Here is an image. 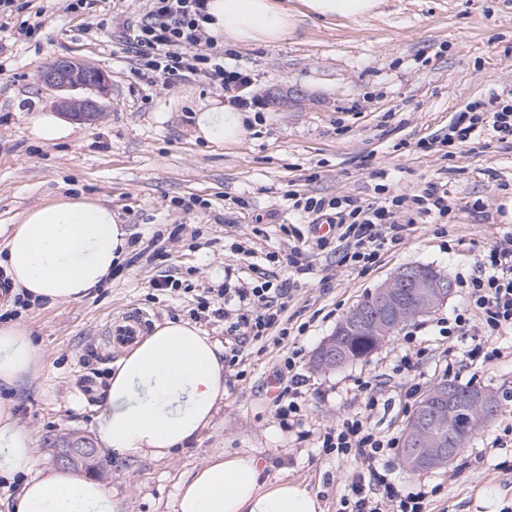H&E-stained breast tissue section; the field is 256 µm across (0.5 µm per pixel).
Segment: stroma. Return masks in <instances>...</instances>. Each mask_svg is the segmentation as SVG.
I'll return each mask as SVG.
<instances>
[{
  "mask_svg": "<svg viewBox=\"0 0 512 512\" xmlns=\"http://www.w3.org/2000/svg\"><path fill=\"white\" fill-rule=\"evenodd\" d=\"M294 16L291 34L271 45H242L228 66L251 69L253 92L267 103L255 110L244 137L234 144L196 138L195 112L227 99L205 79L149 83L134 73L117 42L124 21H138L144 0H101L98 13L114 18L112 30L85 31L86 19L49 0L48 18L32 36L18 21L0 28V225L62 195L86 196L112 206L134 242L111 282L79 302L30 304L17 317L33 333L40 369L14 396V414L35 436L39 462L55 465L56 440L80 436L96 449L92 477L124 498L127 512H169L178 486L215 454H253L266 474L308 485L324 512H338L344 486L358 464L324 453L319 436L344 418L365 416L376 432L402 434L419 397L449 380L481 386L498 399L495 418L449 465L410 471L399 454L385 462L403 492L437 487L427 512H512V443L494 447L512 424V335L497 340L501 357H467L469 343L439 336L436 321L462 306L454 289L442 306L412 320L364 360L331 372L314 370L312 355L353 306L398 268L429 264L450 280L477 271L483 255L512 230V149L497 142L462 144L452 158L424 153L420 139L440 137L456 112L490 93L512 87V0H384L380 13L357 20L303 16L299 0H281ZM68 57L102 72L107 89L98 115L79 124L67 140L33 139L28 118L57 110L59 91L42 81L46 67ZM447 184L456 200L447 228L417 224L378 266L361 274L339 266L332 252L314 254L312 270L288 300L287 312L309 328L297 343L303 357L306 400L300 424L287 428L271 401L277 347L246 346L243 377H226L224 401L210 428L170 456L128 458L105 450L98 434L102 399L121 351L106 345L105 323L126 309L151 323L188 321L204 289L221 287L225 267L256 279H283L295 244L283 225L300 223L289 192L301 196L350 195L377 201L376 184L411 193L426 182ZM193 197L208 208L185 209ZM483 199L486 213L469 203ZM275 214L257 225V215ZM177 239H169L173 225ZM169 255L166 263L143 252L150 239ZM170 275L183 289L157 291ZM196 320V319H193ZM215 340L224 338L217 315L196 320ZM420 350L415 374L399 371L404 337ZM376 384L378 402L367 409L361 382Z\"/></svg>",
  "mask_w": 512,
  "mask_h": 512,
  "instance_id": "stroma-1",
  "label": "stroma"
}]
</instances>
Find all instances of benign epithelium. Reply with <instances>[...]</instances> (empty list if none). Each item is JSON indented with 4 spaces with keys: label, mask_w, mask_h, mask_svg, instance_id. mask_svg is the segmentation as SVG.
Segmentation results:
<instances>
[{
    "label": "benign epithelium",
    "mask_w": 512,
    "mask_h": 512,
    "mask_svg": "<svg viewBox=\"0 0 512 512\" xmlns=\"http://www.w3.org/2000/svg\"><path fill=\"white\" fill-rule=\"evenodd\" d=\"M90 69L71 59L51 64L43 75V82L58 91L79 87L100 90L106 78L97 74L89 82ZM64 111L77 119H86L99 109L90 97L65 99ZM452 292L451 280L446 275L425 277L416 274V267H402L376 290L377 301L372 308L354 311L350 323L377 336L383 342L394 331L408 322L427 314L445 302ZM341 333L329 336L313 354V365L321 371H333L345 364L340 343ZM465 404L469 407L474 427L487 423L496 410V397L488 389L478 388L462 393L451 382L436 384L428 393L415 420L406 428L404 458L418 469H432L448 465L456 457V450L468 443L473 431H458L447 426L448 411ZM96 458V450L84 438H71L57 449L62 465Z\"/></svg>",
    "instance_id": "7a95c632"
}]
</instances>
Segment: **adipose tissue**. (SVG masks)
Returning a JSON list of instances; mask_svg holds the SVG:
<instances>
[{
  "instance_id": "1",
  "label": "adipose tissue",
  "mask_w": 512,
  "mask_h": 512,
  "mask_svg": "<svg viewBox=\"0 0 512 512\" xmlns=\"http://www.w3.org/2000/svg\"><path fill=\"white\" fill-rule=\"evenodd\" d=\"M316 18L358 19L381 0H300ZM208 33L224 44L270 45L293 27L279 0H209ZM247 112L211 101L195 114V134L220 144L238 142ZM130 233L110 206L62 196L0 225V267L12 294L30 301L74 302L112 276L130 251ZM40 353L30 329L0 325V388L21 390L35 377ZM224 400V349L200 328L167 320L134 346L110 376L99 422L105 447L121 456L163 458L212 424ZM0 398V475L18 478L12 512H126L123 498L100 481L37 465L31 432ZM171 512H324L306 484L264 477L252 454L211 457L185 478Z\"/></svg>"
}]
</instances>
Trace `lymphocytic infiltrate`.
<instances>
[{
	"mask_svg": "<svg viewBox=\"0 0 512 512\" xmlns=\"http://www.w3.org/2000/svg\"><path fill=\"white\" fill-rule=\"evenodd\" d=\"M207 2L146 0L145 13L131 25L122 51L136 61L141 79L206 78L233 93L241 107L253 106L256 100L248 95L251 72L225 66L223 51L206 36ZM487 137L512 144V89L491 94L488 103L467 104L450 122L442 143L453 150ZM377 190L384 195L377 203H364L349 195L306 198L303 212L311 215L314 223L333 226V237L313 238L294 246L287 258L291 278L216 291L226 305L224 334L230 343L224 352L226 369L238 370L242 346L248 340L287 350L283 367L290 377L274 399L280 420H289L301 410V382L293 374L301 351L287 347L292 329L285 300L298 288L300 277L310 272L309 252L334 249L340 265L366 272L379 263L384 251L403 241L410 226L448 223L453 211L447 186L438 182H427L411 194L388 192L383 184ZM459 285L466 290L467 303L440 319L439 333L470 338L472 355L493 361L500 351L487 349V342L512 331V233L484 254L479 272L460 278ZM320 439L327 453L362 461L361 470L346 485L340 512H426V492L403 493L385 467L384 458L398 448V437L375 433L362 418L353 416L326 428Z\"/></svg>",
	"mask_w": 512,
	"mask_h": 512,
	"instance_id": "f902f5d3",
	"label": "lymphocytic infiltrate"
}]
</instances>
